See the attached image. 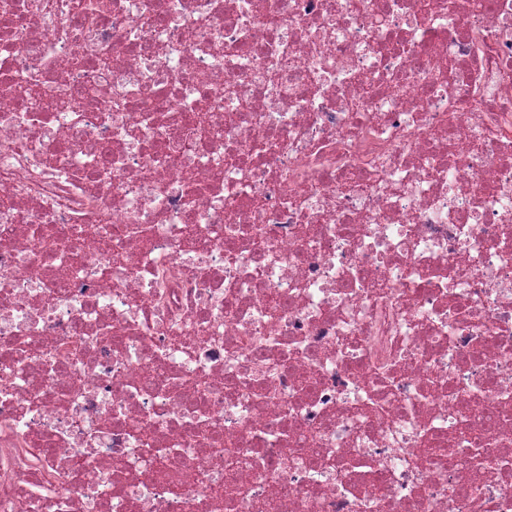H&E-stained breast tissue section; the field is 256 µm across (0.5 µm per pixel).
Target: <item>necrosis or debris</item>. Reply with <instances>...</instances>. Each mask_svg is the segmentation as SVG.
I'll return each mask as SVG.
<instances>
[{"label": "necrosis or debris", "mask_w": 512, "mask_h": 512, "mask_svg": "<svg viewBox=\"0 0 512 512\" xmlns=\"http://www.w3.org/2000/svg\"><path fill=\"white\" fill-rule=\"evenodd\" d=\"M0 0V512H512V0Z\"/></svg>", "instance_id": "1"}]
</instances>
